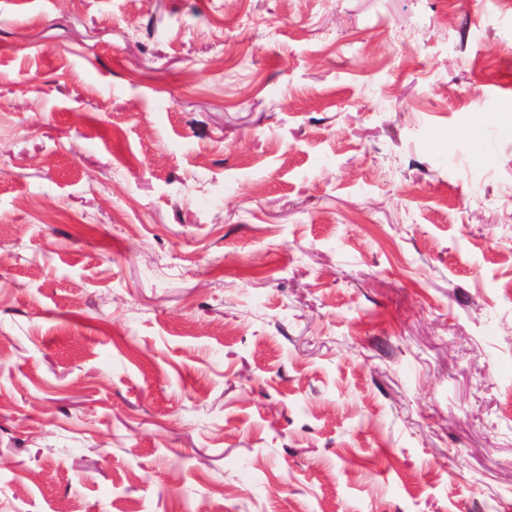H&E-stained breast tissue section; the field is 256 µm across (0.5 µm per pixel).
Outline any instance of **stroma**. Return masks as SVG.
I'll return each mask as SVG.
<instances>
[{
	"mask_svg": "<svg viewBox=\"0 0 512 512\" xmlns=\"http://www.w3.org/2000/svg\"><path fill=\"white\" fill-rule=\"evenodd\" d=\"M512 8L0 0V512H512Z\"/></svg>",
	"mask_w": 512,
	"mask_h": 512,
	"instance_id": "obj_1",
	"label": "stroma"
}]
</instances>
